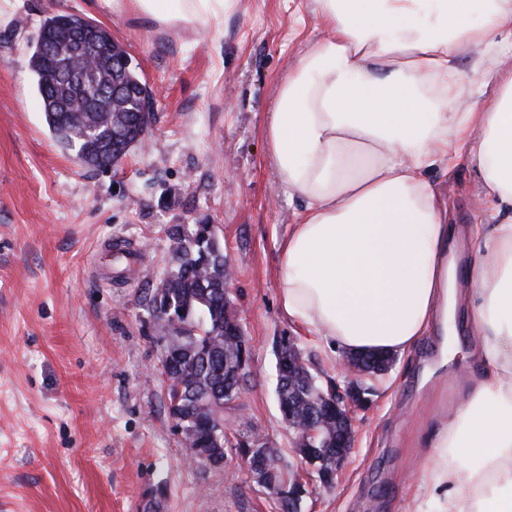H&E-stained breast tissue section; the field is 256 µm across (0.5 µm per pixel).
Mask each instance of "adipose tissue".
<instances>
[{
  "mask_svg": "<svg viewBox=\"0 0 512 512\" xmlns=\"http://www.w3.org/2000/svg\"><path fill=\"white\" fill-rule=\"evenodd\" d=\"M166 28L235 0H96ZM321 37L265 126L303 207L278 244L283 314L332 355L402 357L457 298L448 207L427 174L477 170L468 270L484 373L428 440L414 512H512V0H315ZM490 91L484 110L469 90Z\"/></svg>",
  "mask_w": 512,
  "mask_h": 512,
  "instance_id": "1",
  "label": "adipose tissue"
}]
</instances>
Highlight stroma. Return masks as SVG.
<instances>
[{
  "instance_id": "1",
  "label": "stroma",
  "mask_w": 512,
  "mask_h": 512,
  "mask_svg": "<svg viewBox=\"0 0 512 512\" xmlns=\"http://www.w3.org/2000/svg\"><path fill=\"white\" fill-rule=\"evenodd\" d=\"M314 0H238L218 31H157L95 0H0V512H279L236 449L216 471L188 462L165 407L161 333L142 295L169 267L171 224H208L234 270L232 306L250 377L234 433L278 448L301 475L300 512H411L429 462L422 442L479 374L467 301L454 334L360 383L354 447L332 487L296 455L276 396L275 347L289 338L323 388L346 390L337 359L283 315L278 244L300 209L277 188L264 137L282 80L320 34ZM75 14L107 28L155 92L152 132L114 169L89 170L49 131L29 55L43 21ZM476 256V171L435 170ZM134 250L113 279L114 243Z\"/></svg>"
}]
</instances>
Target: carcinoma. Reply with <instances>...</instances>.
<instances>
[{"mask_svg":"<svg viewBox=\"0 0 512 512\" xmlns=\"http://www.w3.org/2000/svg\"><path fill=\"white\" fill-rule=\"evenodd\" d=\"M126 51L104 27L74 14L52 15L41 25L28 65L37 80L45 122L62 149L82 157L83 164L102 170L114 167L142 144L152 112L141 111L151 89L132 67L117 66ZM81 111H72L75 103ZM174 265L146 289L142 304L160 326L165 356L161 375L166 383L167 410L186 440L189 459L219 470L225 449L251 454L255 470H266L286 486L294 477L280 466L277 449L262 443L251 447L249 435L231 439L225 413L237 407L247 373L237 376L242 328L224 299L228 260L209 224H172L166 229ZM296 381L278 373L281 417L293 408L300 419L321 434L310 447L323 448L336 439L339 426L331 416L316 419L324 390L295 350Z\"/></svg>","mask_w":512,"mask_h":512,"instance_id":"obj_1","label":"carcinoma"}]
</instances>
